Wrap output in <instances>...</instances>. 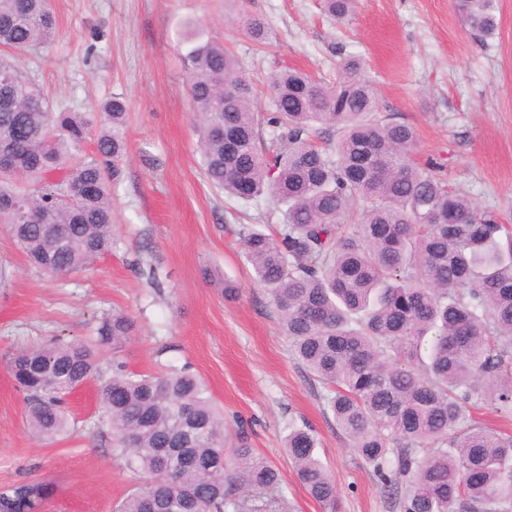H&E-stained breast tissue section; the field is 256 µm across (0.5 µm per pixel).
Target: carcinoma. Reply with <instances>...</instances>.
Returning a JSON list of instances; mask_svg holds the SVG:
<instances>
[{"label":"carcinoma","instance_id":"1","mask_svg":"<svg viewBox=\"0 0 512 512\" xmlns=\"http://www.w3.org/2000/svg\"><path fill=\"white\" fill-rule=\"evenodd\" d=\"M352 4L324 0L337 20ZM453 6L470 31L495 34L492 0ZM245 28L267 44L262 20ZM55 33L48 0H0V153L11 157L0 168V224L33 267L62 277L117 243L112 185L128 112L119 95L93 113L53 107L15 59ZM185 63L208 182L282 215L273 235L243 228L245 257L357 454L400 512H512V434L468 414L484 403L512 417V223L450 188L438 163L413 161L416 130L382 114L354 63L334 82L274 72L267 112L224 45L193 41ZM54 224L65 238L48 233ZM133 329L115 311L99 323L98 344L115 355ZM4 358L27 428L48 440L70 430V394L101 376L99 351L78 341ZM99 409L97 425L117 435L137 480L116 512H282L263 496L279 473L244 441L226 453L224 415L196 374L174 365L135 374L118 362ZM286 447L310 497L339 512L311 430L292 429ZM48 494L17 482L0 491V512H40Z\"/></svg>","mask_w":512,"mask_h":512}]
</instances>
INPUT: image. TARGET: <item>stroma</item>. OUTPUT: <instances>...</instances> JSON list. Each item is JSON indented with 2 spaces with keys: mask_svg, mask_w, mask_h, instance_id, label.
<instances>
[{
  "mask_svg": "<svg viewBox=\"0 0 512 512\" xmlns=\"http://www.w3.org/2000/svg\"><path fill=\"white\" fill-rule=\"evenodd\" d=\"M57 37L21 64L53 105L96 111L112 95L128 104L123 176L112 188V252L70 276L31 267L0 228V356L53 336L88 341L115 310L134 320L120 358L128 371L184 366L224 410V446L240 441L278 469L273 497L289 512H323L285 448L310 426L340 492V512H399L327 409L323 386L296 359L269 292L254 279L239 229L265 223L211 187L202 172L186 92L183 39L192 30L224 44L270 107V75L291 67L333 79L345 61L377 91L384 114L414 126L418 163H442L451 187L478 207L512 212V0H496V34L483 40L451 0H354L336 23L323 0H49ZM262 19L268 46L248 35ZM101 383L68 400L72 433L50 443L23 423V395L0 359V488L52 487L41 512H114L134 487L116 440L94 428Z\"/></svg>",
  "mask_w": 512,
  "mask_h": 512,
  "instance_id": "obj_1",
  "label": "stroma"
}]
</instances>
